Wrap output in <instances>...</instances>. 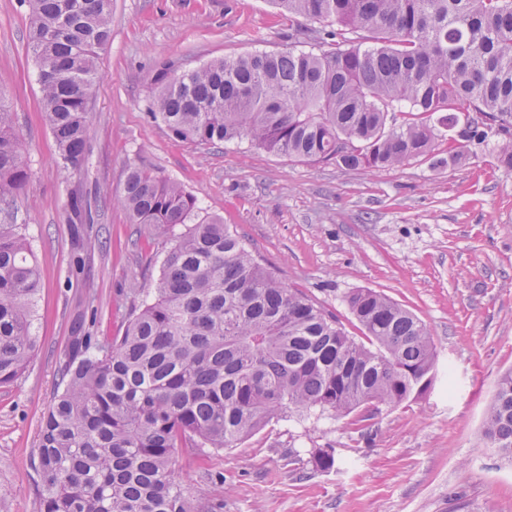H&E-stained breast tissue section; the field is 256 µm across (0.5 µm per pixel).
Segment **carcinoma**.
<instances>
[{"label":"carcinoma","instance_id":"obj_1","mask_svg":"<svg viewBox=\"0 0 512 512\" xmlns=\"http://www.w3.org/2000/svg\"><path fill=\"white\" fill-rule=\"evenodd\" d=\"M42 116L69 168L86 161L99 52L112 0H24ZM301 18V49L255 51L167 79L150 114L198 144L241 142L307 162L383 170L415 159L456 163L492 147L512 170V0H273ZM330 22L335 28L320 27ZM448 140V156L437 153ZM30 187L25 151L0 94V384L35 356L40 273L14 203ZM116 203L154 236L179 226L152 299L131 308L122 335L70 338L43 415L41 512H216L188 500L179 448L220 451L295 411L336 418L398 406L437 376L425 325L366 288L344 301L371 346L290 290L216 219L191 223L196 198L134 166ZM90 222L69 204L74 231ZM484 438L512 459V371L498 381Z\"/></svg>","mask_w":512,"mask_h":512}]
</instances>
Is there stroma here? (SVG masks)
<instances>
[{"mask_svg":"<svg viewBox=\"0 0 512 512\" xmlns=\"http://www.w3.org/2000/svg\"><path fill=\"white\" fill-rule=\"evenodd\" d=\"M111 30L97 63L87 162L66 169L41 115L28 9L0 0V93L30 173L17 221L41 277L37 354L0 386V512H40V423L74 329L122 335L136 290L159 279L169 238H149L112 202L137 164L178 182L199 217L229 224L348 335L360 341L364 331L344 296L368 288L421 319L437 355L438 377L417 400L336 419L294 414L220 452L178 449L186 497L220 503V512H512V465L483 439L498 381L512 371V171L474 147L458 165L413 160L369 171L292 161L245 142L180 140L148 113L159 79L257 49L288 50L291 20L268 0H112ZM74 195L94 217L89 247L67 222ZM320 450L334 455L333 468H316Z\"/></svg>","mask_w":512,"mask_h":512,"instance_id":"1","label":"stroma"}]
</instances>
